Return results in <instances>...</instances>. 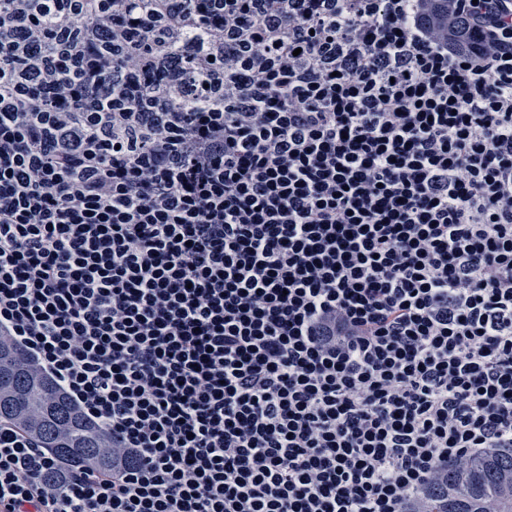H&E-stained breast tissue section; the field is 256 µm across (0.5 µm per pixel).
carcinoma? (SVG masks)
<instances>
[{
  "label": "carcinoma",
  "instance_id": "cac0c4a2",
  "mask_svg": "<svg viewBox=\"0 0 512 512\" xmlns=\"http://www.w3.org/2000/svg\"><path fill=\"white\" fill-rule=\"evenodd\" d=\"M0 419L14 421L69 464L100 465L112 439L17 347L0 343ZM512 512V448H497L440 469L411 512Z\"/></svg>",
  "mask_w": 512,
  "mask_h": 512
}]
</instances>
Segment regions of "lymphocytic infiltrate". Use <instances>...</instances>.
<instances>
[{
	"instance_id": "obj_1",
	"label": "lymphocytic infiltrate",
	"mask_w": 512,
	"mask_h": 512,
	"mask_svg": "<svg viewBox=\"0 0 512 512\" xmlns=\"http://www.w3.org/2000/svg\"><path fill=\"white\" fill-rule=\"evenodd\" d=\"M0 6V512H407L512 448V0ZM0 419L20 424L50 454L75 467L110 460L105 448L112 439L19 348L7 343H0Z\"/></svg>"
}]
</instances>
